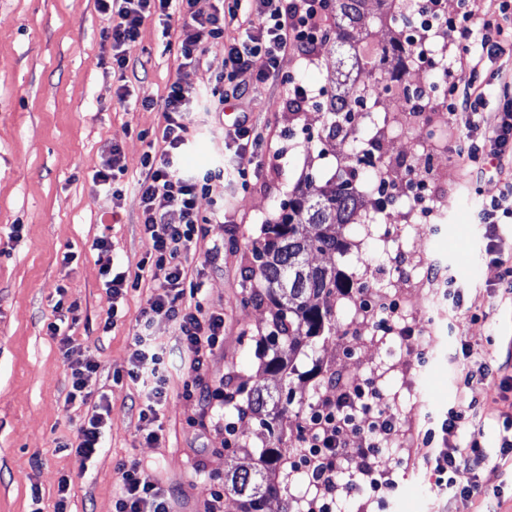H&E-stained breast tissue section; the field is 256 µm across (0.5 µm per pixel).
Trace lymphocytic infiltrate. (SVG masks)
Here are the masks:
<instances>
[{
    "instance_id": "lymphocytic-infiltrate-1",
    "label": "lymphocytic infiltrate",
    "mask_w": 512,
    "mask_h": 512,
    "mask_svg": "<svg viewBox=\"0 0 512 512\" xmlns=\"http://www.w3.org/2000/svg\"><path fill=\"white\" fill-rule=\"evenodd\" d=\"M200 0H98L106 17V36L112 42V68L127 74L130 50L138 42L145 19L157 17L165 38L176 46L179 65L200 63L205 45L224 40L225 24L238 25L240 32L224 41V68L215 84L203 91H192L172 83L161 104L165 124L156 146L146 152L136 181L141 224L153 242L155 265L166 268L164 282L147 299L140 312L133 336L132 366L128 377L140 387L144 398L140 419L153 421L166 396L169 378L166 350L151 334L156 319L174 322L181 349L189 360L186 394L199 389L208 351L224 335V317L206 311L198 296L200 287L187 283L188 272L179 257L189 250L200 222L198 196L208 194L215 184L246 178L247 172L217 162L205 173L182 169L181 157L192 144L190 107L203 102L214 112L229 99L240 100L253 89L277 84L286 95L290 111L298 112L313 102L310 90L290 75L281 73L280 60L287 55L312 56L328 41L332 29L330 0H214L210 11H203ZM424 18L443 31L455 44L453 64L466 72L464 86L449 83L446 111L468 112L472 119L461 139L459 158L472 168L475 178L487 174L491 162L512 160V82L503 81L498 104L485 109L480 74L484 60L512 56V30L502 23L512 14V0H499L497 13L485 16L480 31H473V0H460L456 14L438 9L436 0H424ZM479 35L481 53L470 49L472 35ZM379 394L372 383L334 388L319 405L320 418L305 427L303 439L307 461L304 469L310 482L322 489L318 503L308 512H336L340 494H354L362 484L380 485L376 477L382 446L394 429L393 418L378 406ZM106 404L92 406L79 427L75 448L81 462L91 461L103 446ZM464 415L449 411L442 424L448 442L433 447V432L422 438L421 456L436 475L444 476L459 467L475 470L484 464L487 453L481 436L461 431ZM359 435L357 447H350L351 435ZM461 444H454V436ZM122 494L115 512H170L168 493L136 461L119 464Z\"/></svg>"
}]
</instances>
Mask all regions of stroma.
<instances>
[{
    "instance_id": "35a3bbf8",
    "label": "stroma",
    "mask_w": 512,
    "mask_h": 512,
    "mask_svg": "<svg viewBox=\"0 0 512 512\" xmlns=\"http://www.w3.org/2000/svg\"><path fill=\"white\" fill-rule=\"evenodd\" d=\"M389 7L388 0H366L364 17L348 31L351 42L377 48L375 67L351 69L345 48L327 43L312 59L287 56L280 63L283 73L326 93L347 78L374 86L375 105L355 137L327 141L324 112L313 104L288 111L275 86L229 101L222 112L195 114L199 135L182 159L185 168L200 171L223 157L249 171L263 168L245 185L199 197L201 213L220 206L227 221L206 225L182 259L201 282L207 309L224 316V338L206 361L203 383L225 386L236 399L211 409L201 397L185 395L188 361L174 324L159 319L153 334L169 350L173 369L158 419L149 424L139 419L140 390L124 373L140 312L166 272L146 265L152 242L134 187L164 123L160 102L169 85L177 80L193 90L209 88L224 67V43H209L201 63L181 68L157 23L147 21L131 50L145 81L131 83L124 97L97 0H0V512H31L36 494L43 512H55L64 477L71 482L67 512H114L117 466L131 461L170 492L172 512H201L210 488L223 484L227 463L252 466L267 436L256 419L239 413L246 403L239 388L259 384L278 396L289 384L266 372L257 349L274 307L254 299L265 283L252 245L305 177H312L315 194L353 167L359 212L336 229L346 252L332 258L312 252L305 260L335 264L373 295L400 293L413 335L405 340L394 332L391 346L372 344L375 324H356L350 302L342 300L332 334L299 356L298 370L321 360L376 384L398 430L379 458L380 471L397 486L387 495L388 512H512V458L500 453L502 422L512 417V389L503 387L512 377L506 364L512 359V293L497 286L501 263H512V223L498 225L491 239L479 219L483 206L512 184V167L475 184L455 139L446 154L430 157L427 144L443 102L442 44L434 42L430 68L393 56L398 27L383 19ZM391 75L401 86L423 90L429 101L417 127L383 130L384 115L404 104L379 85ZM146 94L154 107L141 106ZM241 112L263 135L257 150L224 146V132ZM111 146L124 168L123 193L112 199L91 186ZM384 160L405 176L435 165L447 170L443 223H410L407 195L380 207L368 173ZM102 235L112 242L115 270L145 269L140 288L115 305L92 248ZM112 305L117 313L111 317ZM108 318L113 325L107 331ZM51 322L59 335L48 331ZM88 359L97 364L91 389L106 398L109 414L104 447L84 466L70 445L87 408L68 395L73 366ZM483 364L491 368L485 378L476 374ZM462 402L471 407L472 425L483 429L488 458L479 471L462 468L453 479L456 489L479 484L483 498L454 497L436 486L421 459L402 455L412 437L439 429L449 408Z\"/></svg>"
}]
</instances>
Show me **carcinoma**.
<instances>
[{"label": "carcinoma", "mask_w": 512, "mask_h": 512, "mask_svg": "<svg viewBox=\"0 0 512 512\" xmlns=\"http://www.w3.org/2000/svg\"><path fill=\"white\" fill-rule=\"evenodd\" d=\"M365 0H332L336 16V36L345 26L355 27L363 16ZM373 88L350 86L334 93L318 107L327 114L326 138L334 140L352 134L364 118ZM356 169L327 180L319 193L309 191L312 178L280 206L274 221L264 225L265 239L253 245L259 273L267 283V297L276 307L268 332L261 338L263 354L268 357L266 371L291 376L296 373L295 360L303 347L327 336L333 330L336 304L343 298L363 294L334 266H307L304 256L311 252L343 255L346 243L336 236L338 224H348L358 210V196L353 187ZM298 374V373H296ZM319 364L300 380L312 383L316 391L336 378L332 373L320 378ZM246 410L259 417L268 433V445L259 453L257 466L231 468L224 474V486L240 498L243 512H264L269 497L276 492V479L288 466L287 449L283 448L285 429L300 428L287 416V406L294 400L288 388L286 402L274 399L257 385L247 393Z\"/></svg>", "instance_id": "obj_1"}]
</instances>
